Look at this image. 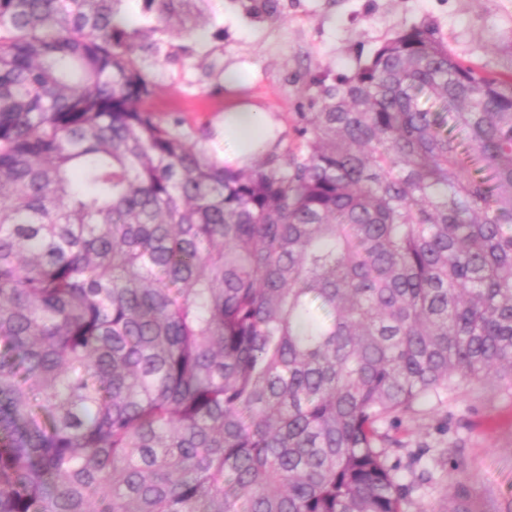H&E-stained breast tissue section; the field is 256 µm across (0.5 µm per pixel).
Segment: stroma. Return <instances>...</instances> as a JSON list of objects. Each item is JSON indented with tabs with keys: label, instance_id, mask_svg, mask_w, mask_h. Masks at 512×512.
Instances as JSON below:
<instances>
[{
	"label": "stroma",
	"instance_id": "1",
	"mask_svg": "<svg viewBox=\"0 0 512 512\" xmlns=\"http://www.w3.org/2000/svg\"><path fill=\"white\" fill-rule=\"evenodd\" d=\"M250 0H207L211 25L188 37L176 28L148 33L159 52L161 119H186L192 142L224 152V113L251 104L271 114L281 146L295 147L298 115L317 109L318 80L354 73L397 33L431 26L461 61L491 74H512V0H274L252 15ZM243 70L244 89L224 73ZM402 447L388 463L417 481L407 512H506L512 504V390L473 384L457 398L419 406L397 432Z\"/></svg>",
	"mask_w": 512,
	"mask_h": 512
}]
</instances>
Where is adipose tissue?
I'll use <instances>...</instances> for the list:
<instances>
[{"label": "adipose tissue", "mask_w": 512, "mask_h": 512, "mask_svg": "<svg viewBox=\"0 0 512 512\" xmlns=\"http://www.w3.org/2000/svg\"><path fill=\"white\" fill-rule=\"evenodd\" d=\"M224 138L230 143L227 159L243 155L256 158L273 141L271 120L254 106H237L224 114Z\"/></svg>", "instance_id": "1"}]
</instances>
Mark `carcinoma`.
Segmentation results:
<instances>
[{
	"label": "carcinoma",
	"instance_id": "obj_1",
	"mask_svg": "<svg viewBox=\"0 0 512 512\" xmlns=\"http://www.w3.org/2000/svg\"><path fill=\"white\" fill-rule=\"evenodd\" d=\"M122 2L0 0V512H406L392 419L512 389V75L412 27L242 169Z\"/></svg>",
	"mask_w": 512,
	"mask_h": 512
}]
</instances>
